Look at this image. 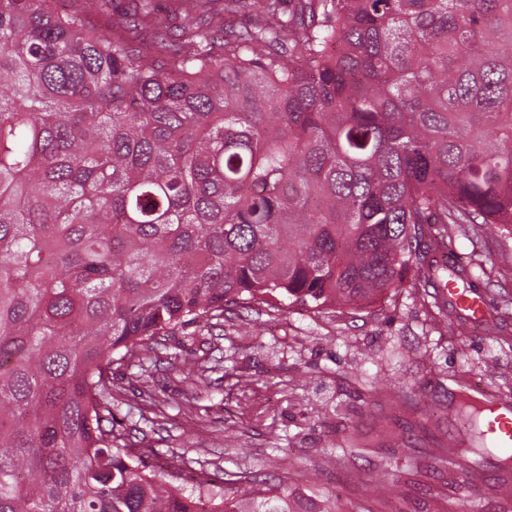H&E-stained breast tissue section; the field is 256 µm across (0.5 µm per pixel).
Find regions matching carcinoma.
<instances>
[{
	"mask_svg": "<svg viewBox=\"0 0 512 512\" xmlns=\"http://www.w3.org/2000/svg\"><path fill=\"white\" fill-rule=\"evenodd\" d=\"M0 0V512H196L112 414L113 369L276 299L408 273L448 328V225L512 238V0ZM184 379L208 367L182 362ZM487 407L462 400L473 452ZM209 512H336L224 474ZM159 3L162 9L161 15L167 18L166 23L168 25L167 34L169 38H176L182 34V27L184 25V15L180 9H178V3L174 0H155Z\"/></svg>",
	"mask_w": 512,
	"mask_h": 512,
	"instance_id": "carcinoma-1",
	"label": "carcinoma"
}]
</instances>
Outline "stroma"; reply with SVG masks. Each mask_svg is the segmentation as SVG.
<instances>
[{
	"label": "stroma",
	"instance_id": "35a3bbf8",
	"mask_svg": "<svg viewBox=\"0 0 512 512\" xmlns=\"http://www.w3.org/2000/svg\"><path fill=\"white\" fill-rule=\"evenodd\" d=\"M462 265L481 261L473 284L490 303L494 329L449 332L412 279L358 310L334 305L226 314L223 326L170 333L149 384L118 369L113 413L155 469L187 453L189 483L220 471L285 476L304 499L336 498V512H512V483L499 455H483L469 483L449 465L464 430L460 400L512 398V239L494 228H450ZM208 365L210 387L182 382L174 364ZM163 416L149 413L152 401ZM357 457L344 463L348 449ZM385 460L390 485L373 481Z\"/></svg>",
	"mask_w": 512,
	"mask_h": 512
}]
</instances>
